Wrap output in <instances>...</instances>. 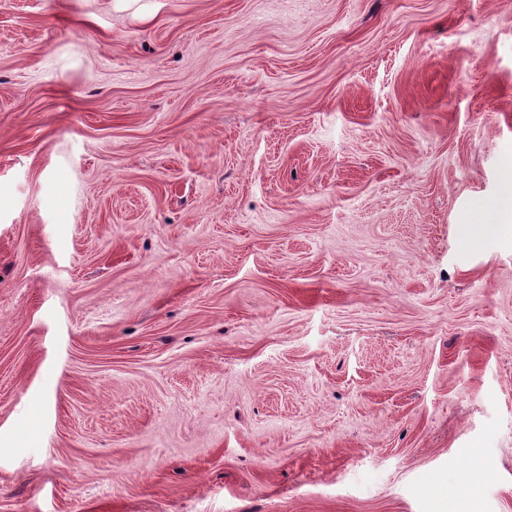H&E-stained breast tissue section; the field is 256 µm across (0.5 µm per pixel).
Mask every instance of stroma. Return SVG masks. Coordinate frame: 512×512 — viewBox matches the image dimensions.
Here are the masks:
<instances>
[{"label": "stroma", "instance_id": "obj_1", "mask_svg": "<svg viewBox=\"0 0 512 512\" xmlns=\"http://www.w3.org/2000/svg\"><path fill=\"white\" fill-rule=\"evenodd\" d=\"M512 512V0H0V512Z\"/></svg>", "mask_w": 512, "mask_h": 512}]
</instances>
